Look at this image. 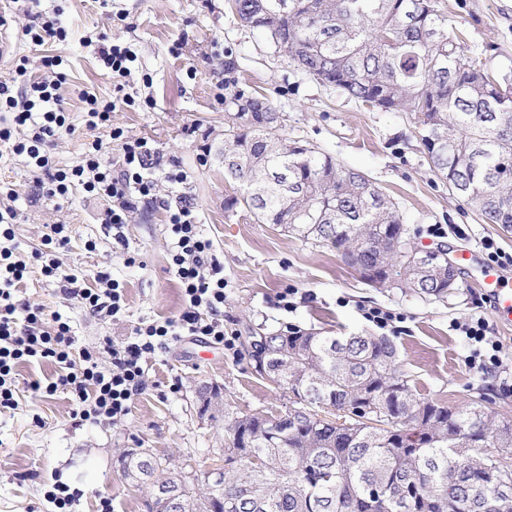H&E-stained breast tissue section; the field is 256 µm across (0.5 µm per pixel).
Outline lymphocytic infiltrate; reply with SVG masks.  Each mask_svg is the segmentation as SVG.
I'll return each mask as SVG.
<instances>
[{"mask_svg":"<svg viewBox=\"0 0 512 512\" xmlns=\"http://www.w3.org/2000/svg\"><path fill=\"white\" fill-rule=\"evenodd\" d=\"M84 124L88 130H104L107 139L89 142L78 164L56 167L51 150L56 139L73 134L60 102V86L46 77H32L25 63H16L10 79L0 81V112L11 114L10 126L0 127V144L24 158L35 176L41 177L47 200L64 199L73 191L110 201L102 216L113 227L126 224L130 213L151 205L166 214L171 239L169 264L178 279L184 307L173 317L138 325L121 346L106 351L77 348L68 322L43 307L31 306L18 292L27 274L28 259L40 260V272L59 292L78 300L90 313L116 318L124 312V292L106 273H98L97 287L83 277L63 271L45 252L32 250L22 258L13 243L12 226L17 213L0 209V410L16 409V367L23 362L54 363L57 371L46 382H34V390L51 396L69 393L80 420L113 424L130 412L134 397L144 388L143 362L147 356L169 349L186 336L227 345L224 332V263L210 238L201 231L196 208L181 190L188 181L183 170L167 166L156 148L141 137H132L112 124L119 108L135 106L131 97L104 100L82 92ZM118 149L119 163H112L111 149ZM174 194L161 192V183ZM454 327L472 347L468 364L488 372L499 362L501 346L488 334L483 317L455 322Z\"/></svg>","mask_w":512,"mask_h":512,"instance_id":"1","label":"lymphocytic infiltrate"}]
</instances>
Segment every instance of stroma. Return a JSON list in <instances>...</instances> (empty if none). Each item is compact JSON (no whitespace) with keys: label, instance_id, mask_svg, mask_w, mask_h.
Wrapping results in <instances>:
<instances>
[{"label":"stroma","instance_id":"obj_1","mask_svg":"<svg viewBox=\"0 0 512 512\" xmlns=\"http://www.w3.org/2000/svg\"><path fill=\"white\" fill-rule=\"evenodd\" d=\"M440 13L455 25L460 43L481 55L492 75L512 69V0H436ZM39 11L57 12L66 41L43 49L11 19L10 0H0V14L12 49L0 58V80L14 60L28 57L38 65L43 54L57 56L62 75L61 106L74 127L55 146V162L77 164L91 136L83 122L82 91L114 95L111 75L97 58L102 41L131 45L135 69L124 91L152 97L144 112L126 108L112 122L129 134L150 138L165 159L188 175L186 192L197 206L202 232L224 261V325L235 331L225 349L186 337L170 351L148 359L144 391L130 414L114 425H94L75 418L68 394L46 397L30 385L53 373L49 363L16 368L19 407L0 412V512H48L45 490L62 482L76 489V512H96L100 498L112 500V512H147L146 494L121 476L117 459L123 449L147 448L188 470H205L212 449L223 447L221 422L201 417L195 385L222 389L229 412H281L283 391L251 374L245 338L250 331L288 324L332 334L374 332L364 310L382 308L405 320L391 335L410 383L429 397L460 406L485 397L497 411L512 415V326L496 319L483 304V292L467 272L447 299L422 298L398 288H372L336 249L299 239L255 220L244 208L225 209L237 187L224 181L217 152L229 124L224 110L225 48H232L239 77L249 89L265 94L283 115L280 138L307 139L346 166L365 172L418 231L419 248L443 243L451 253L477 251L493 239L512 253V229L485 223L431 169L409 116L404 112L365 109L339 89L316 82L276 50L261 32L242 27L228 0H40ZM128 14V27L117 26L113 11ZM179 53H172L173 44ZM207 165H199L200 153ZM0 183L17 191L14 226L24 250L42 248L52 225L64 224L71 242L59 251L62 269L94 284L98 272L110 273L124 288L126 313L115 320L90 315L77 301L65 299L52 282L32 273L19 295L31 305L59 313L73 328L78 346L121 344L139 323L171 317L182 308L179 286L169 270L165 215L146 206L133 214L122 234L101 217L108 201L76 191L54 203L42 198L21 158L0 154ZM442 228L431 234L430 225ZM296 288L292 307L280 297ZM484 317L502 344L501 362L491 374L470 369V349L451 331L453 321Z\"/></svg>","mask_w":512,"mask_h":512}]
</instances>
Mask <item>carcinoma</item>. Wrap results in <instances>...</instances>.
Instances as JSON below:
<instances>
[{
  "mask_svg": "<svg viewBox=\"0 0 512 512\" xmlns=\"http://www.w3.org/2000/svg\"><path fill=\"white\" fill-rule=\"evenodd\" d=\"M230 10L317 82L370 110L409 112L448 190L486 223L512 228V72L491 82L435 0H231ZM225 54L224 107L241 123L224 130V179L244 187L260 166L285 172L227 208L241 204L259 222L340 250L374 288L399 268L396 287L448 297L442 271L427 276L409 260L405 218L380 188L304 139L283 142L280 112L238 87L233 51ZM263 336L277 352L270 370L288 364L267 378L288 392V409L224 416L228 439L213 449L224 489L185 480V512H499L501 493L481 465L490 451L512 462V420L485 398L453 408L419 393L386 336L298 325ZM118 465L136 484L181 475L151 455ZM451 496L467 506L448 508Z\"/></svg>",
  "mask_w": 512,
  "mask_h": 512,
  "instance_id": "1",
  "label": "carcinoma"
}]
</instances>
